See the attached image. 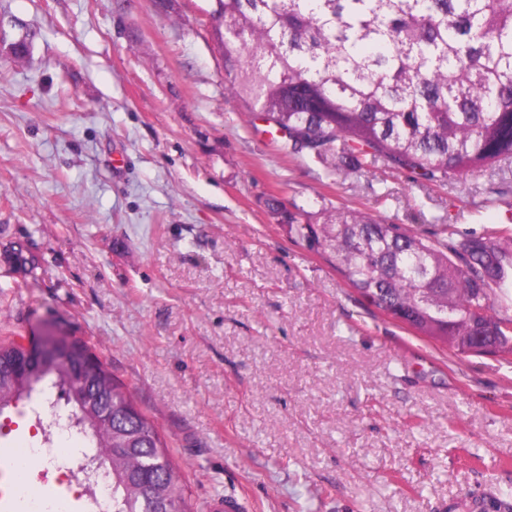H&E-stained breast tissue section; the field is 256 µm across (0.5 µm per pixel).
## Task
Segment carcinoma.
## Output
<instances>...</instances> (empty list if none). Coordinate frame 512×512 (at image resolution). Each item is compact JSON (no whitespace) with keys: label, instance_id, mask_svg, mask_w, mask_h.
Listing matches in <instances>:
<instances>
[{"label":"carcinoma","instance_id":"obj_1","mask_svg":"<svg viewBox=\"0 0 512 512\" xmlns=\"http://www.w3.org/2000/svg\"><path fill=\"white\" fill-rule=\"evenodd\" d=\"M212 16L233 90L295 159L332 157L346 176L381 158L430 185L512 163V0H216ZM269 208L382 312L460 355H512L499 309L512 300V227L414 231L329 201L321 223ZM54 392L109 477L112 512H186L158 425L92 346L64 341L34 365L22 341L0 340V417Z\"/></svg>","mask_w":512,"mask_h":512}]
</instances>
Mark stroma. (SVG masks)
I'll return each instance as SVG.
<instances>
[{
    "label": "stroma",
    "instance_id": "35a3bbf8",
    "mask_svg": "<svg viewBox=\"0 0 512 512\" xmlns=\"http://www.w3.org/2000/svg\"><path fill=\"white\" fill-rule=\"evenodd\" d=\"M214 7L0 0L30 42L0 58V337L93 345L191 512L512 503V364L384 314L267 206L479 231L512 216V166L436 187L292 161L227 91Z\"/></svg>",
    "mask_w": 512,
    "mask_h": 512
}]
</instances>
